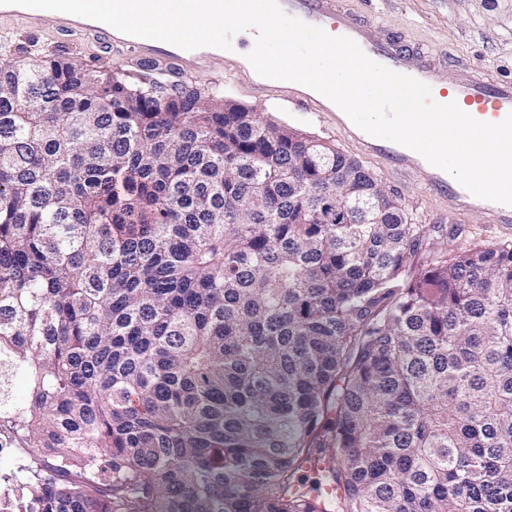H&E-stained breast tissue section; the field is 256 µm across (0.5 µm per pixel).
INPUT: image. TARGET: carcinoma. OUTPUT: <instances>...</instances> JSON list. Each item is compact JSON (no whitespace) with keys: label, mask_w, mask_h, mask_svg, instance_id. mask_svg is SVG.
Returning a JSON list of instances; mask_svg holds the SVG:
<instances>
[{"label":"carcinoma","mask_w":512,"mask_h":512,"mask_svg":"<svg viewBox=\"0 0 512 512\" xmlns=\"http://www.w3.org/2000/svg\"><path fill=\"white\" fill-rule=\"evenodd\" d=\"M418 237L220 89L0 66L11 512H512V245L407 279Z\"/></svg>","instance_id":"carcinoma-1"}]
</instances>
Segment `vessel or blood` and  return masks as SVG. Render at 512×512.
I'll return each mask as SVG.
<instances>
[{"label":"vessel or blood","instance_id":"b4317fda","mask_svg":"<svg viewBox=\"0 0 512 512\" xmlns=\"http://www.w3.org/2000/svg\"><path fill=\"white\" fill-rule=\"evenodd\" d=\"M282 10L297 19L336 36L354 40L371 60L392 71L416 78L438 89L444 82L443 68L428 52L395 42L382 41L371 25L352 13L336 9L333 0H279ZM213 51L177 49L171 60L177 70L186 71L206 65L216 59ZM256 97H264L269 87H276L285 101L315 108L336 115V126L351 137L368 156H381L401 170L416 167L422 161L419 153L397 143L377 140L352 124L344 112L320 93L289 81H270L260 76L252 80ZM452 100L458 107L481 122L498 123L512 113V79L494 78L480 70H471L452 89ZM434 189L451 192L460 211H483L487 223L512 224V205L483 200L472 195L460 183H448L442 177L432 180Z\"/></svg>","mask_w":512,"mask_h":512}]
</instances>
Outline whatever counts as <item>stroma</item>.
<instances>
[{
	"label": "stroma",
	"instance_id": "1",
	"mask_svg": "<svg viewBox=\"0 0 512 512\" xmlns=\"http://www.w3.org/2000/svg\"><path fill=\"white\" fill-rule=\"evenodd\" d=\"M335 2L337 8L373 25L379 38L416 45L437 55L445 65L448 81L457 80L458 68L463 64L512 77V0ZM44 56L74 57L101 71L124 73L133 83H182L203 92L220 84L227 98L256 108L268 120L298 129L361 159L383 188L396 196L408 222L422 229L405 277L414 276L443 255L512 245V228L487 223L478 212H459L450 194L434 192L426 167L399 171L382 159L362 156L355 142L337 130L329 113L288 103L278 98L276 91H268L264 100H257L248 74L233 72V56L180 75L162 57L137 63L131 44L110 43L93 31L69 34L49 19L34 29L26 11H0V62Z\"/></svg>",
	"mask_w": 512,
	"mask_h": 512
}]
</instances>
